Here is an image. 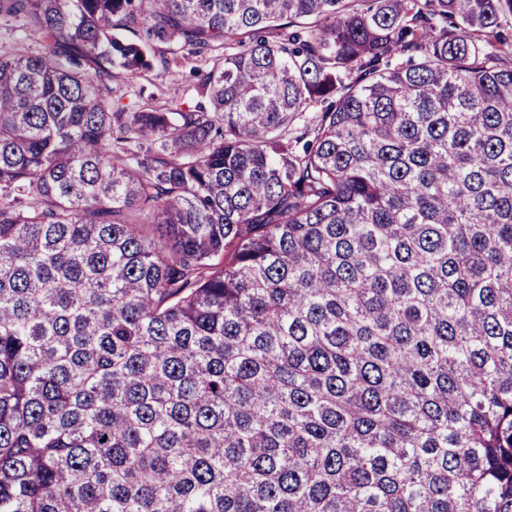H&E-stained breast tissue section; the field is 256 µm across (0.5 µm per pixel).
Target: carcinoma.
Wrapping results in <instances>:
<instances>
[{"label": "carcinoma", "mask_w": 512, "mask_h": 512, "mask_svg": "<svg viewBox=\"0 0 512 512\" xmlns=\"http://www.w3.org/2000/svg\"><path fill=\"white\" fill-rule=\"evenodd\" d=\"M2 20L0 512H512V0ZM195 65L193 61H189L179 67L172 65L167 69L162 66L158 58L151 71L137 75L126 85H122L115 96V102L119 99L122 105H135L147 101L152 94L158 95L160 90H169L171 93L178 94L186 102V106L194 104L195 80L190 71Z\"/></svg>", "instance_id": "1"}]
</instances>
